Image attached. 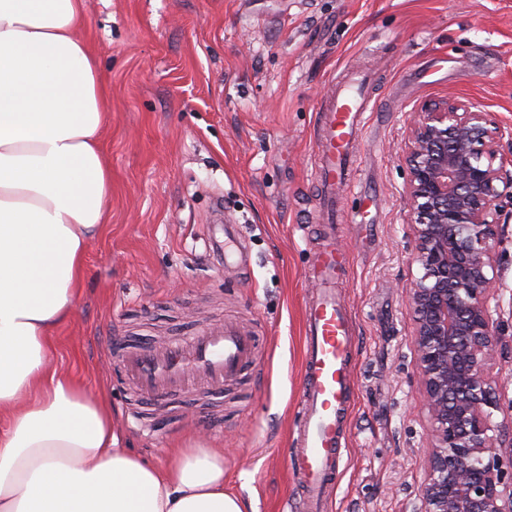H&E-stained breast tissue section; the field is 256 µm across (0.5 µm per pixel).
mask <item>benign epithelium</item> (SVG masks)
I'll return each instance as SVG.
<instances>
[{"label": "benign epithelium", "instance_id": "1", "mask_svg": "<svg viewBox=\"0 0 512 512\" xmlns=\"http://www.w3.org/2000/svg\"><path fill=\"white\" fill-rule=\"evenodd\" d=\"M401 159L422 269L406 293L430 423L419 512H512V448L492 424L499 325L488 304L512 203V125L450 97L417 113Z\"/></svg>", "mask_w": 512, "mask_h": 512}]
</instances>
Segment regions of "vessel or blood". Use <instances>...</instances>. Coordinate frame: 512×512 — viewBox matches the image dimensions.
<instances>
[{"instance_id":"obj_1","label":"vessel or blood","mask_w":512,"mask_h":512,"mask_svg":"<svg viewBox=\"0 0 512 512\" xmlns=\"http://www.w3.org/2000/svg\"><path fill=\"white\" fill-rule=\"evenodd\" d=\"M363 115L361 103L350 95L334 100L321 115L316 174L324 187L352 183L351 144L362 130ZM339 265L334 244L325 243L312 268L319 287L303 312L301 386L288 450L301 489L298 512H325L346 446L353 402V332L349 313L336 298ZM119 362L126 382L142 399L155 401L195 380L223 390L225 382L256 365V341L251 331L228 320L202 326L189 340H175L161 349H128Z\"/></svg>"}]
</instances>
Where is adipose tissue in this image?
Returning a JSON list of instances; mask_svg holds the SVG:
<instances>
[{
	"instance_id": "adipose-tissue-1",
	"label": "adipose tissue",
	"mask_w": 512,
	"mask_h": 512,
	"mask_svg": "<svg viewBox=\"0 0 512 512\" xmlns=\"http://www.w3.org/2000/svg\"><path fill=\"white\" fill-rule=\"evenodd\" d=\"M83 19L84 0H0V512H245L223 451L144 461L51 358L112 191Z\"/></svg>"
}]
</instances>
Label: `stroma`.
Returning <instances> with one entry per match:
<instances>
[{
	"label": "stroma",
	"mask_w": 512,
	"mask_h": 512,
	"mask_svg": "<svg viewBox=\"0 0 512 512\" xmlns=\"http://www.w3.org/2000/svg\"><path fill=\"white\" fill-rule=\"evenodd\" d=\"M110 106L108 228L89 245L72 320L52 358L105 393L121 445L166 463L205 435L224 490L249 512H292L285 448L300 381L307 272L328 229L350 262L336 281L354 329L348 446L327 512H418L428 421L415 373L421 273L400 159L414 115L453 96L512 124V0H85ZM367 79L354 190L336 223L315 179L330 89ZM489 305L499 322L501 408L512 423V205ZM237 225L246 254L211 245ZM232 315L259 347L255 370L144 405L111 347L186 339Z\"/></svg>",
	"instance_id": "obj_1"
}]
</instances>
